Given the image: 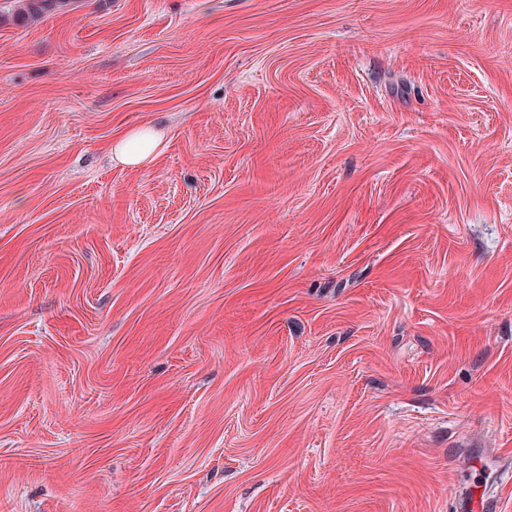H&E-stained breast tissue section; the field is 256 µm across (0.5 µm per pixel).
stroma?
Wrapping results in <instances>:
<instances>
[{"instance_id": "35a3bbf8", "label": "stroma", "mask_w": 512, "mask_h": 512, "mask_svg": "<svg viewBox=\"0 0 512 512\" xmlns=\"http://www.w3.org/2000/svg\"><path fill=\"white\" fill-rule=\"evenodd\" d=\"M506 462L512 0H0V512H453ZM159 147L160 138L155 131L143 128L118 138L113 154L122 164L137 166L146 162Z\"/></svg>"}]
</instances>
